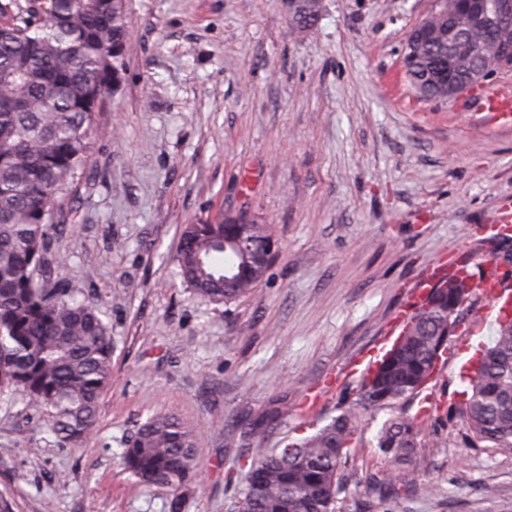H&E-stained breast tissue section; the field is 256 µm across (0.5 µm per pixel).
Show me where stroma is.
I'll return each mask as SVG.
<instances>
[{
    "mask_svg": "<svg viewBox=\"0 0 512 512\" xmlns=\"http://www.w3.org/2000/svg\"><path fill=\"white\" fill-rule=\"evenodd\" d=\"M130 52L84 165L52 209L51 273L111 328L112 383L79 447L59 446L22 394H0V494L15 512H169L170 490L124 471L121 444L172 412L198 434L182 512H234L251 462L356 407L354 360L400 333L427 272L498 269L489 225L512 202V128L480 95L422 100L408 31L435 0H322L313 34L284 0H125ZM269 225L278 255L247 297L200 299L175 264L182 225L224 213ZM498 313L475 294L423 395L422 489L373 490L389 413L357 409L336 512H512V450L461 444L460 375ZM281 415L242 436L246 420Z\"/></svg>",
    "mask_w": 512,
    "mask_h": 512,
    "instance_id": "35a3bbf8",
    "label": "stroma"
}]
</instances>
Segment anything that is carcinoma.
<instances>
[{"label":"carcinoma","mask_w":512,"mask_h":512,"mask_svg":"<svg viewBox=\"0 0 512 512\" xmlns=\"http://www.w3.org/2000/svg\"><path fill=\"white\" fill-rule=\"evenodd\" d=\"M496 0H446L425 16L440 30L452 17L467 27L473 55L440 38H406L405 77L419 97L447 101L500 71V52L512 54V19L492 27L472 14ZM321 0H290L289 20L299 33L318 22ZM43 19L0 26V393L19 392L46 417L64 445L78 446L92 433L100 398L112 379V336L98 309L77 300L64 282L47 285L53 267V225L42 206L55 205L69 175L87 157L100 128L108 77L120 81L126 61L124 0L106 9L101 0H42ZM436 71L451 79H435ZM243 245L230 265V281L215 257L224 240ZM276 248L269 225L224 215L216 224H185L175 262L180 276L203 300L230 302L247 296L272 266ZM478 284L474 275L450 273L428 291L405 321L400 337L378 368L364 377L361 405L391 409L417 398L448 349L454 323ZM458 411L468 447L512 448V319L498 322L491 346L466 375ZM420 407L413 416L390 414L376 436L377 452L395 465L394 493L419 482L414 467ZM358 419L344 410L314 434L289 442L249 468L238 512H335L341 471L357 440ZM197 437L173 413L149 417L124 442L122 464L146 487L173 492L169 512H181L198 466Z\"/></svg>","instance_id":"1"}]
</instances>
